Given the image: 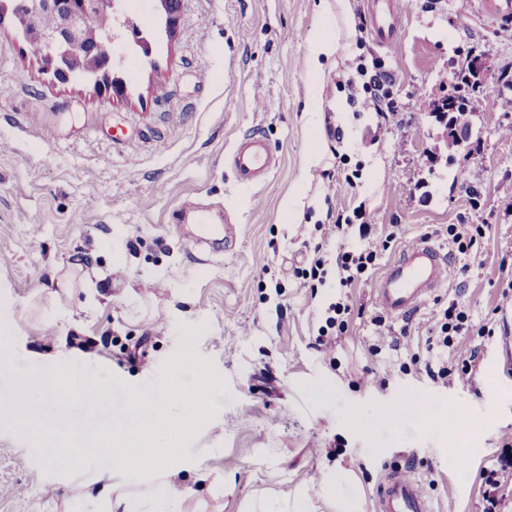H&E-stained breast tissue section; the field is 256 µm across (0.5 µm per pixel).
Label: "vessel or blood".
Wrapping results in <instances>:
<instances>
[{
    "label": "vessel or blood",
    "mask_w": 512,
    "mask_h": 512,
    "mask_svg": "<svg viewBox=\"0 0 512 512\" xmlns=\"http://www.w3.org/2000/svg\"><path fill=\"white\" fill-rule=\"evenodd\" d=\"M481 12L500 24H512V0H479ZM405 7L402 0H369L364 15L378 45L392 48L404 33ZM229 165L237 182L257 187L264 185L279 166L263 135L255 133L239 140L230 155ZM198 234L186 238L184 247L192 253H216L218 248L233 250L236 227H224L216 237L208 215L197 212ZM449 261L442 248L425 238L403 247L389 262L374 288V305L391 317H407L419 310L439 288L448 283ZM377 512H430L420 484L407 469L388 473L378 489Z\"/></svg>",
    "instance_id": "vessel-or-blood-1"
}]
</instances>
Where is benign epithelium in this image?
<instances>
[{
	"label": "benign epithelium",
	"instance_id": "obj_1",
	"mask_svg": "<svg viewBox=\"0 0 512 512\" xmlns=\"http://www.w3.org/2000/svg\"><path fill=\"white\" fill-rule=\"evenodd\" d=\"M44 8H50L59 13L62 19L60 27L43 34L47 51L43 53L42 58L53 71L58 82L68 83L79 76L78 63L85 55L97 56L96 68L84 75L86 80L94 83L97 82L98 77L108 74L114 67L121 64L122 57L110 50V45L119 43L120 36L111 32L93 45L83 43L80 37V29L92 22L96 13L102 11L117 13L120 0H31L20 6V12L13 13L19 30L24 34L27 33ZM128 28L132 32L133 43H126L124 47L139 48L144 56H149L151 53L149 40L140 35V30L134 22H128Z\"/></svg>",
	"mask_w": 512,
	"mask_h": 512
}]
</instances>
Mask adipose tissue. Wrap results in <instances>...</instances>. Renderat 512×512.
I'll list each match as a JSON object with an SVG mask.
<instances>
[{"instance_id":"adipose-tissue-1","label":"adipose tissue","mask_w":512,"mask_h":512,"mask_svg":"<svg viewBox=\"0 0 512 512\" xmlns=\"http://www.w3.org/2000/svg\"><path fill=\"white\" fill-rule=\"evenodd\" d=\"M305 43L307 69L312 79H320L326 62L340 46V38L319 26L307 33ZM7 374L12 383L0 393V426L44 414L54 392L73 387L76 382L74 373L63 369L50 372L37 382L31 379L27 367L18 363L10 366ZM170 384L172 391L165 396H132L131 405L138 417L136 426L86 420L69 427L70 440L110 449L113 472L132 473L145 483L170 480L184 468L179 442L192 420L203 408L223 400L221 387L205 378L187 359L172 371ZM134 458L139 461L135 468L130 465Z\"/></svg>"}]
</instances>
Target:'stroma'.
Segmentation results:
<instances>
[{
	"instance_id": "35a3bbf8",
	"label": "stroma",
	"mask_w": 512,
	"mask_h": 512,
	"mask_svg": "<svg viewBox=\"0 0 512 512\" xmlns=\"http://www.w3.org/2000/svg\"><path fill=\"white\" fill-rule=\"evenodd\" d=\"M145 13L123 11L112 28L134 20L151 35L150 57L126 52L116 72L125 94L88 82H54L32 55L12 16L0 17V339L5 357L24 361L32 379L54 367L112 374L101 396L79 391L48 414L60 425L109 422L130 413L131 395L168 387L182 358L220 381L223 405L208 410L183 436L180 480L197 498L166 485H129L130 493L167 501L169 512H271L287 501L295 512H343L326 488L330 473L351 477L343 494L355 512H377L388 471L405 467L421 482L432 512H483L482 472L512 445V43L477 0H408L405 34L380 48L371 30L340 47L320 80L305 63V34L315 25L344 32L342 19L320 17L318 0H180L179 22L162 25L159 0ZM475 47L488 63L475 111L448 140L431 102L447 97ZM379 58L393 74L398 122L385 126L372 109L349 105V126L310 128L302 109L318 90L325 110L356 75L354 60ZM260 133L280 165L258 189L238 186L227 163L234 143ZM324 153L320 180L308 189L337 212L365 209L372 236L396 239L379 268L351 288L354 309L329 352L315 345L336 281L304 287L293 270L308 266L316 243L335 258L339 238H324L303 207L298 223L282 221L284 203L312 141ZM484 146L464 160L465 142ZM352 188L340 193L338 179ZM223 209L236 226L233 251L209 258L188 253L172 222L184 203ZM484 224L468 255L457 254L445 228ZM431 239L467 265L420 311L378 316L373 289L381 265L418 238ZM459 303L468 329L447 358V383L416 372L428 359L425 340L438 312ZM407 332L408 343L390 347ZM374 371L375 386L365 383ZM430 398L438 428L403 435L392 414L403 400ZM366 407L369 423L352 422ZM472 426L466 472L443 455L457 420ZM57 439L42 428L0 427V512H92V475L107 453L84 450L66 480L49 455ZM218 476L217 497L197 479Z\"/></svg>"
}]
</instances>
